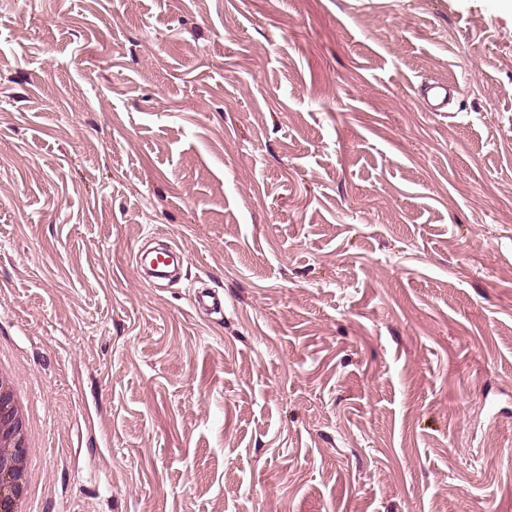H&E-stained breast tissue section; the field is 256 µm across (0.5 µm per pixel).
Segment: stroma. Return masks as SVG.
<instances>
[{"label":"stroma","mask_w":512,"mask_h":512,"mask_svg":"<svg viewBox=\"0 0 512 512\" xmlns=\"http://www.w3.org/2000/svg\"><path fill=\"white\" fill-rule=\"evenodd\" d=\"M0 359L33 512H512V0H0ZM455 91L456 88L450 84H431L426 91L431 110L434 112H442V110L448 106V101ZM191 303L197 313L221 314L224 311V296L210 288H198L191 296Z\"/></svg>","instance_id":"35a3bbf8"}]
</instances>
